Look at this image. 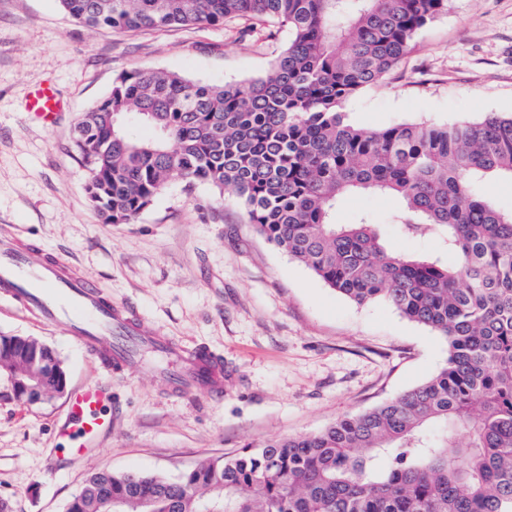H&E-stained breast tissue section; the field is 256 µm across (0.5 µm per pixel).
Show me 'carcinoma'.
I'll return each instance as SVG.
<instances>
[{
	"label": "carcinoma",
	"instance_id": "cac0c4a2",
	"mask_svg": "<svg viewBox=\"0 0 512 512\" xmlns=\"http://www.w3.org/2000/svg\"><path fill=\"white\" fill-rule=\"evenodd\" d=\"M77 23L122 31L275 22L288 44L267 75L214 85L137 68L74 126L86 186L108 224H132L173 180L231 189L270 243L358 304L383 301L448 342L434 377L324 430L207 459L171 478L97 471L66 512H512V211L479 187L512 180V116L363 129L342 109L389 75L448 0H60ZM130 119L150 130L132 138ZM394 200L409 240L453 257L395 251L370 218L338 224L343 199ZM0 356V376L64 369Z\"/></svg>",
	"mask_w": 512,
	"mask_h": 512
}]
</instances>
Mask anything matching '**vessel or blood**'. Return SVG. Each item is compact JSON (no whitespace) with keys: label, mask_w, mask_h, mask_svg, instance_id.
Listing matches in <instances>:
<instances>
[{"label":"vessel or blood","mask_w":512,"mask_h":512,"mask_svg":"<svg viewBox=\"0 0 512 512\" xmlns=\"http://www.w3.org/2000/svg\"><path fill=\"white\" fill-rule=\"evenodd\" d=\"M65 107L54 83L44 81L30 90L26 114L51 127ZM0 299L44 325L61 328L104 367L139 361L146 349L167 362L172 393L224 392L223 355L174 343L130 306L112 303L94 280L67 261L13 234L0 235ZM111 407V386L86 383L73 388L54 428L57 448L71 458L101 450L112 434Z\"/></svg>","instance_id":"1"}]
</instances>
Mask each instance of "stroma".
Returning <instances> with one entry per match:
<instances>
[{"label":"stroma","mask_w":512,"mask_h":512,"mask_svg":"<svg viewBox=\"0 0 512 512\" xmlns=\"http://www.w3.org/2000/svg\"><path fill=\"white\" fill-rule=\"evenodd\" d=\"M244 21L121 32L88 29L59 0H0V226L68 259L114 302L126 303L176 342L224 356V395L170 393L156 373L103 372L61 330L0 303V335L30 336L63 362L68 387L112 386V435L70 463L51 439L64 397L21 401L0 379V501L9 512H65L93 472L174 477L204 458L316 433L437 374L448 344L388 304L359 305L326 286L248 224L232 192L171 182L132 224L104 223L89 201L90 172L72 127L134 68L176 71L210 84L267 74L288 42L243 35ZM49 80L67 102L51 128L24 112ZM348 122L473 121L512 114V0H448L386 78L344 107ZM391 201H342L337 223L368 215L405 254H440L386 222Z\"/></svg>","instance_id":"obj_1"}]
</instances>
